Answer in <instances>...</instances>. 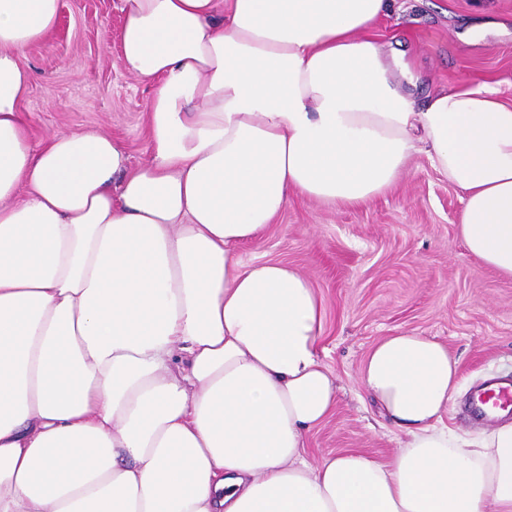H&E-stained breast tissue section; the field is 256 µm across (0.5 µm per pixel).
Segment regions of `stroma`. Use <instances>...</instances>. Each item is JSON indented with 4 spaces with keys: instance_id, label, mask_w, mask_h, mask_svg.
I'll list each match as a JSON object with an SVG mask.
<instances>
[{
    "instance_id": "1",
    "label": "stroma",
    "mask_w": 512,
    "mask_h": 512,
    "mask_svg": "<svg viewBox=\"0 0 512 512\" xmlns=\"http://www.w3.org/2000/svg\"><path fill=\"white\" fill-rule=\"evenodd\" d=\"M120 6L60 0L52 32L23 53L32 84L21 110L33 142L95 130L119 139L137 167L151 158L146 114L157 87L119 62ZM483 24L487 34L467 41L469 28ZM372 36L404 52L418 78L417 102L470 80L512 103V0H394ZM462 208L461 191L421 152L396 186L360 206L291 196L275 224L241 248L244 263L294 266L325 306L322 357L338 394L334 413L306 437L310 460L357 450L386 461L397 452L403 433L359 384L370 348L396 333L448 346L462 388L444 421L469 437L488 428L466 405L484 378H512V280L466 251L458 233Z\"/></svg>"
}]
</instances>
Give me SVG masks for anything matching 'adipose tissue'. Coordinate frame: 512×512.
<instances>
[{"instance_id": "ef3b65f1", "label": "adipose tissue", "mask_w": 512, "mask_h": 512, "mask_svg": "<svg viewBox=\"0 0 512 512\" xmlns=\"http://www.w3.org/2000/svg\"><path fill=\"white\" fill-rule=\"evenodd\" d=\"M390 0H122L120 63L158 82L152 156L33 143L24 50L59 0H0V512H512V424L444 417L459 362L383 337L363 390L406 439L309 463L336 407L325 308L244 264L299 194L356 206L417 151L462 192L469 254L512 278V103L461 82L416 107L370 35Z\"/></svg>"}]
</instances>
